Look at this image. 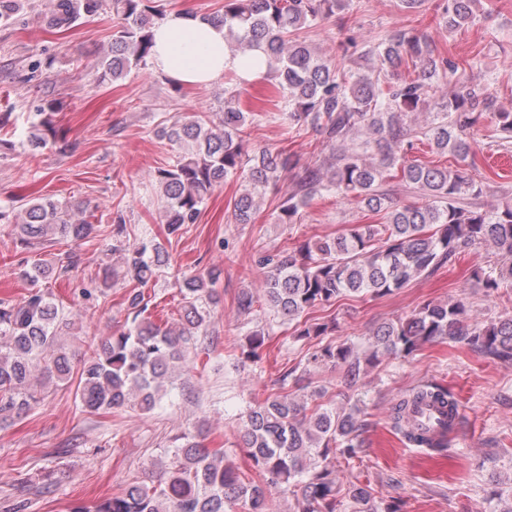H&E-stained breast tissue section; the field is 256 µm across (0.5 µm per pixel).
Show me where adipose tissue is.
Listing matches in <instances>:
<instances>
[{
	"label": "adipose tissue",
	"mask_w": 512,
	"mask_h": 512,
	"mask_svg": "<svg viewBox=\"0 0 512 512\" xmlns=\"http://www.w3.org/2000/svg\"><path fill=\"white\" fill-rule=\"evenodd\" d=\"M150 60L153 68L183 85H203L236 72L246 81L266 75L258 50L233 52L225 44L223 27L184 13L154 26Z\"/></svg>",
	"instance_id": "ef3b65f1"
}]
</instances>
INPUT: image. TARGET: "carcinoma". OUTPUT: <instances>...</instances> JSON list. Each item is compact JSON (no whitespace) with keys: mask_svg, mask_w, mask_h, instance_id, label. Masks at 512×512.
Here are the masks:
<instances>
[{"mask_svg":"<svg viewBox=\"0 0 512 512\" xmlns=\"http://www.w3.org/2000/svg\"><path fill=\"white\" fill-rule=\"evenodd\" d=\"M26 0H0V25L10 23ZM481 0H444L438 14L448 30L467 28L481 20ZM48 24L72 26L106 11L117 16L107 53L98 61L103 75L117 81L146 63L156 11L147 0H48ZM353 0H224L222 9L202 19L224 26L231 49L261 48L268 70L288 94V123L303 124L333 149L318 165L297 175L295 188L279 204L278 221L297 224L302 210L316 197L354 202L381 215L380 224H357L330 238L306 241L276 254L259 256L265 288L243 291L237 311L244 317L265 302L283 322L305 312L331 307L343 297H384L429 276L472 246L494 245L512 253V203L483 212L468 200L486 191L472 140L474 127L487 117L505 137L512 136V111H492L493 97L484 87L462 84L447 93L459 70L455 59L438 51L421 28H395L370 48L366 71L345 69L314 51L299 33L350 7ZM409 75H404V72ZM428 112L423 139L452 162L440 167L408 158L413 129L403 118ZM248 116L232 94L218 120L206 112L175 120L158 136L184 149L174 163L158 168L154 178L161 193L166 237L177 236L200 214L205 194L239 173L247 185L234 199L233 217L249 224L259 209L257 198L299 161L283 150L253 151L244 135ZM60 140L48 117L39 122L30 145ZM402 187L418 201H394L387 185ZM69 201L38 197L29 200L16 218L0 209V223L12 226L13 243L21 254L35 245L69 249L56 254L53 265H33L22 276L34 284L19 301L0 298V419L20 417L38 405L49 383L70 380V350L60 340L74 325L72 311L35 287L53 269L67 273L78 265L71 245L90 238L95 225L79 217ZM121 271L103 269L99 295L105 296L116 274L137 284L126 296V319L98 346L81 370L78 384L83 411L93 414L131 408L152 412L185 368L187 353L204 336L221 302L215 285L219 274L183 276L177 280L180 319L157 322L148 314L141 287L147 285L170 254L155 239L126 244V225L112 228ZM471 276L490 293L512 288V264L475 267ZM336 324L304 323L296 340H323ZM462 340L493 360L512 361V314L483 320L460 301L429 302L404 319L388 320L371 332L365 349L349 341L321 343L309 365L342 371L353 386L363 366L384 358L413 355L427 343ZM266 335L245 336L242 358L262 359ZM292 368L278 379L279 391L250 405L242 416L237 447L249 472L230 463L223 447L209 448L182 434L158 459L157 479L131 481L119 492L70 512H271L275 495L295 498V512H401L395 502H377L353 485L347 500L337 499L336 457L350 461L362 448V409L351 404H320L311 409L308 396L287 392ZM422 403L442 409L444 420L419 425L414 409ZM393 428L409 442L434 452L448 451L459 425L458 401L446 388L428 384L404 395L391 407Z\"/></svg>","mask_w":512,"mask_h":512,"instance_id":"1","label":"carcinoma"}]
</instances>
